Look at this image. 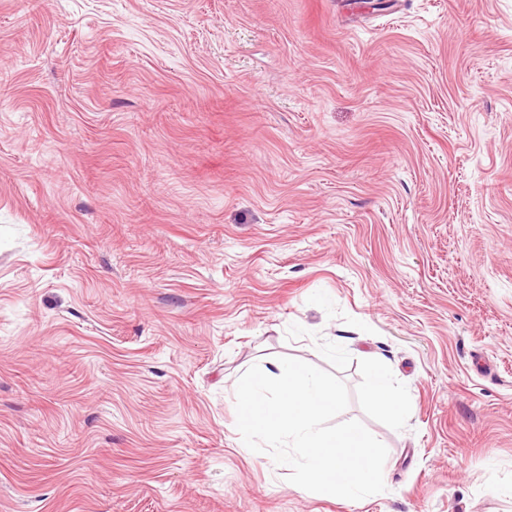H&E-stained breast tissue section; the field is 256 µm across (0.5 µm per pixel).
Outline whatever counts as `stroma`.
<instances>
[{"label":"stroma","mask_w":512,"mask_h":512,"mask_svg":"<svg viewBox=\"0 0 512 512\" xmlns=\"http://www.w3.org/2000/svg\"><path fill=\"white\" fill-rule=\"evenodd\" d=\"M274 357L345 383L383 492L244 451L234 389ZM510 485L512 0H0V512ZM371 388V399L375 407L386 413L393 423L402 424L405 415L402 393L392 384L383 368L374 372Z\"/></svg>","instance_id":"1"}]
</instances>
